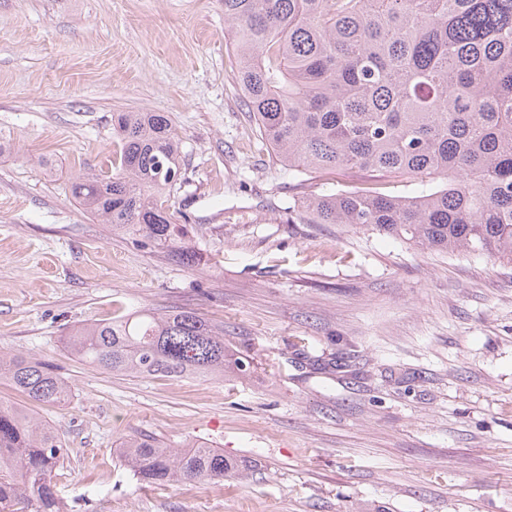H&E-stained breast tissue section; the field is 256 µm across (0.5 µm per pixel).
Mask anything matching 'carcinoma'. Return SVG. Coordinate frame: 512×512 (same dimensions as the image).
<instances>
[{
  "instance_id": "obj_1",
  "label": "carcinoma",
  "mask_w": 512,
  "mask_h": 512,
  "mask_svg": "<svg viewBox=\"0 0 512 512\" xmlns=\"http://www.w3.org/2000/svg\"><path fill=\"white\" fill-rule=\"evenodd\" d=\"M224 21L232 79L288 173L389 172L415 185L407 196L377 182L307 194L294 203L298 215L512 262V0H224ZM112 130L120 165L75 176L73 199L112 231L193 265L187 225L166 205L183 166L171 119L117 112ZM65 344L123 375L247 372L224 344V326L193 311L86 323ZM0 380L32 405L72 396L33 357L1 351ZM119 447L146 485L220 486L256 467L202 443L173 448L128 435ZM68 455L29 407L0 401V512H68L56 490Z\"/></svg>"
}]
</instances>
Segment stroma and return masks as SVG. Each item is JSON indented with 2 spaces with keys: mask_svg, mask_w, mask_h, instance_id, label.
I'll list each match as a JSON object with an SVG mask.
<instances>
[{
  "mask_svg": "<svg viewBox=\"0 0 512 512\" xmlns=\"http://www.w3.org/2000/svg\"><path fill=\"white\" fill-rule=\"evenodd\" d=\"M223 0H0V351L72 390L41 409L70 450L69 512H512V263L290 220L296 186L231 78ZM116 112L166 113L169 199L202 260L112 233L70 194L111 170ZM224 325L245 376L116 375L69 329L136 311ZM255 460L213 487L141 484L120 438Z\"/></svg>",
  "mask_w": 512,
  "mask_h": 512,
  "instance_id": "obj_1",
  "label": "stroma"
}]
</instances>
